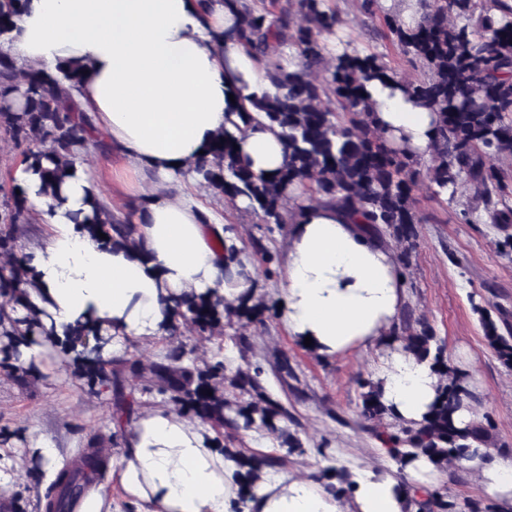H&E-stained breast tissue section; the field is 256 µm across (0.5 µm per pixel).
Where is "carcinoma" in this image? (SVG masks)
<instances>
[{
  "mask_svg": "<svg viewBox=\"0 0 512 512\" xmlns=\"http://www.w3.org/2000/svg\"><path fill=\"white\" fill-rule=\"evenodd\" d=\"M238 7V34L263 65L274 88L260 97L242 96L211 147V159L194 168L193 179L214 195L234 201L245 198L262 224H286L288 217L309 203H329L344 212L358 213L376 232L383 227L398 241L414 234L416 213L413 188L420 180L417 160L407 156L372 125L373 104L364 96V83L386 77L399 79L402 90L437 116L426 178L433 196L470 190L476 207L491 224L512 225V206L502 200L505 186L495 161L512 156V0H424V13L407 27L396 12H382L378 0H361L370 19L382 23L380 33L400 52L426 70L423 78L398 74L374 53L344 49L326 54L323 36L336 33L339 14L329 0H234ZM26 0H0V35L12 28ZM253 124H261L285 146L288 160L265 177L241 161L233 145ZM91 118L80 109L60 80L38 67L22 69L0 50V132L22 149L21 163L37 172L41 192L57 197L72 176L80 155L90 146ZM34 209L25 191L12 185L0 202V352L16 353L28 335L51 336L26 303L33 275L23 265L19 225L33 221ZM83 224L93 238L132 242L136 225L112 217L96 197L89 202ZM175 334L185 324L198 336H222L235 323H262L276 316V306L253 297L228 304L218 295L192 294L176 302ZM479 313L483 335L500 361L512 368V332L505 335L488 310ZM402 345L418 360L431 364L439 376L438 396L416 426L383 429L376 437L400 466L421 456L443 471L450 464L471 459L470 449L489 447L487 423L474 417L466 425L456 415L469 407L470 394L461 379L451 375L444 345L430 326L407 315ZM112 340V333L94 322L74 329L71 349L73 374L92 387L112 391L115 412L130 418L123 391L126 378L142 383L144 392H156L181 416L208 426L216 447L235 460L244 488L253 493L267 469L282 467L301 450L289 432L292 420L263 384L262 369L247 361L250 343L235 336L243 365L223 359L201 363L183 346L163 358L145 363L126 353L109 360L86 354ZM83 350H76L77 346ZM7 375L24 385L36 368L5 363ZM361 413L368 421L392 415L378 383L362 384ZM257 430L281 439L283 454L247 455L232 447L241 433ZM39 467L54 469V480L44 495V512H73L83 497L89 473L105 462L95 442L72 459L58 463L44 457ZM416 512H486L469 497L427 491L411 498Z\"/></svg>",
  "mask_w": 512,
  "mask_h": 512,
  "instance_id": "cac0c4a2",
  "label": "carcinoma"
}]
</instances>
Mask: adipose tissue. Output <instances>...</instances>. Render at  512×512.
<instances>
[{
  "label": "adipose tissue",
  "mask_w": 512,
  "mask_h": 512,
  "mask_svg": "<svg viewBox=\"0 0 512 512\" xmlns=\"http://www.w3.org/2000/svg\"><path fill=\"white\" fill-rule=\"evenodd\" d=\"M236 29L227 0L207 12L199 0H29L0 37L17 64L52 72L77 65L78 101L126 161L133 193L146 198L137 246L95 241L79 222L100 193L87 166H75L58 200L40 194L32 170L18 168V184L50 227L26 256L36 277L30 301L55 332L53 341L21 345V361L39 362L90 319L110 326L116 340H152L167 335L175 299L210 291L231 302L260 290L250 251L185 189L226 126L232 96L259 95L267 85ZM217 30L224 34L219 43ZM364 92L388 138L413 156H430L432 112L394 80L366 82ZM238 153L258 173L275 172L285 160L282 141L260 125L241 136ZM227 243L236 246L230 258ZM285 269L276 295L282 321L292 336L311 339L317 353L379 344L398 321L405 288L394 253L337 208L313 204L293 215ZM378 378L395 415L421 422L438 382L429 363L398 345ZM211 439L199 422L167 410L135 420L118 459L129 503L137 512H412L405 481L435 471L423 457L407 465L403 480L365 470L345 505L318 481L288 476L245 499L237 466ZM470 464L483 492L512 512V455L491 457L481 447Z\"/></svg>",
  "instance_id": "1"
}]
</instances>
